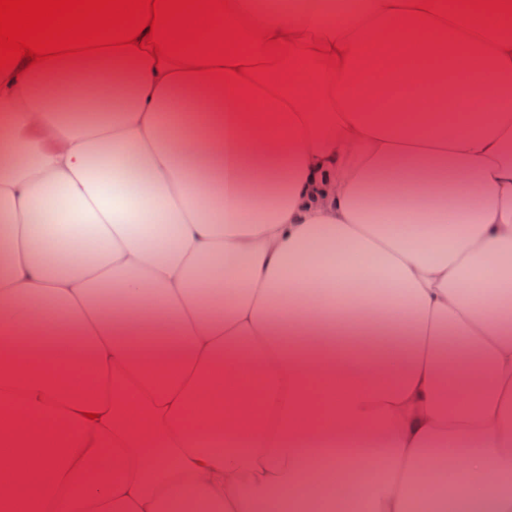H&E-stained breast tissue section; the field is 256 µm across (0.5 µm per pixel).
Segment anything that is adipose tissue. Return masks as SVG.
Instances as JSON below:
<instances>
[{
	"label": "adipose tissue",
	"instance_id": "obj_1",
	"mask_svg": "<svg viewBox=\"0 0 512 512\" xmlns=\"http://www.w3.org/2000/svg\"><path fill=\"white\" fill-rule=\"evenodd\" d=\"M233 2L0 76V512H512V16Z\"/></svg>",
	"mask_w": 512,
	"mask_h": 512
}]
</instances>
